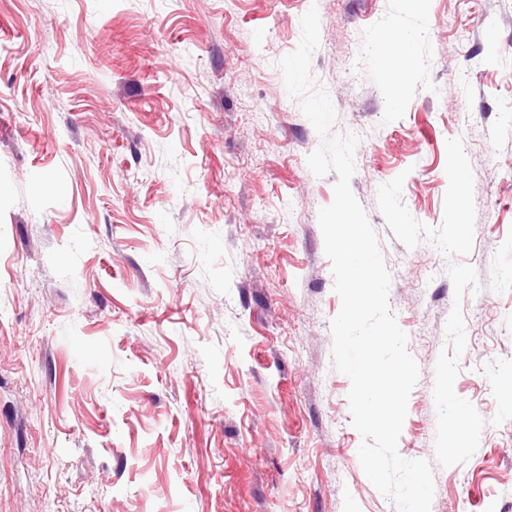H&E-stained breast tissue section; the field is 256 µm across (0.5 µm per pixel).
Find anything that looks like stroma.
I'll return each mask as SVG.
<instances>
[{
	"label": "stroma",
	"mask_w": 512,
	"mask_h": 512,
	"mask_svg": "<svg viewBox=\"0 0 512 512\" xmlns=\"http://www.w3.org/2000/svg\"><path fill=\"white\" fill-rule=\"evenodd\" d=\"M313 6L419 367L398 451L431 512H512V0H0V512H396L278 66ZM418 38V32L407 31V30H392L378 39L375 43L380 44L383 47L384 54L395 53L397 51H405L409 48L414 39Z\"/></svg>",
	"instance_id": "stroma-1"
}]
</instances>
